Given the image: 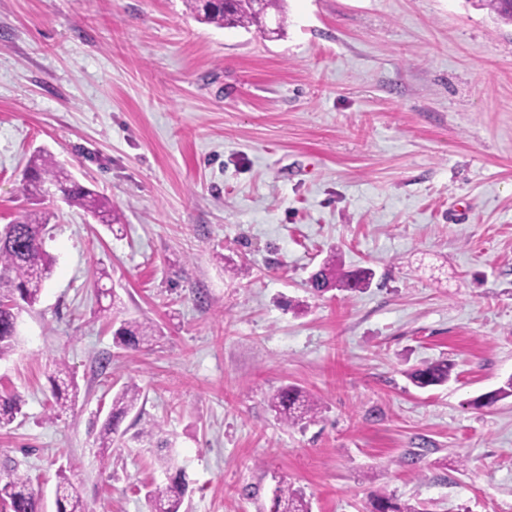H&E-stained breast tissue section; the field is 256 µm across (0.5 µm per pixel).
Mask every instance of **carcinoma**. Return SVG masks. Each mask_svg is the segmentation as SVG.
Masks as SVG:
<instances>
[{
  "mask_svg": "<svg viewBox=\"0 0 512 512\" xmlns=\"http://www.w3.org/2000/svg\"><path fill=\"white\" fill-rule=\"evenodd\" d=\"M186 7L195 18L218 28H249L261 26L268 11H281L284 0H185ZM490 9L505 23L512 22V0H487ZM55 188L63 192L70 205L83 208L112 225V213L107 204L92 190L73 179L51 155L40 151L35 154L25 169L21 190L31 196L42 188ZM48 218L41 212H26L14 223L0 228V360L10 355L15 348L18 310L31 308L41 297L45 283L53 271L54 259L45 248ZM372 272L356 270L340 272L336 260L325 261L312 278L313 290L324 292L330 288L356 292L370 284ZM154 335V325L147 319H124L113 331V343L132 351L149 343ZM452 364L443 360L411 371L408 377L418 388L441 386L451 378ZM54 404L51 416L60 418L75 406L78 388L67 365L59 362L56 376L51 379ZM141 388L135 383H126L112 397V406L100 432L102 448L114 442L120 422L138 404ZM512 397V376L503 386L478 399L477 404L487 406ZM271 409L289 425L307 424L316 421L320 403L311 394L294 385L278 390L270 400ZM21 409L17 396H0V426L11 423ZM56 512H86L82 501L75 495L68 482L65 470L57 474ZM181 471H176L164 486L147 492L150 512H181L184 503ZM0 499L9 502L11 512H41L38 493L31 487L28 478L14 473L0 482ZM366 512H422L421 505L400 503L386 494L371 496L365 506ZM272 512H311L304 494L283 484L275 490L270 507Z\"/></svg>",
  "mask_w": 512,
  "mask_h": 512,
  "instance_id": "obj_1",
  "label": "carcinoma"
}]
</instances>
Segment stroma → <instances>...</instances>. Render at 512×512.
<instances>
[{"instance_id": "35a3bbf8", "label": "stroma", "mask_w": 512, "mask_h": 512, "mask_svg": "<svg viewBox=\"0 0 512 512\" xmlns=\"http://www.w3.org/2000/svg\"><path fill=\"white\" fill-rule=\"evenodd\" d=\"M51 154L116 218L21 191ZM49 213L40 301L0 360V473L56 512H148L166 444L186 512H512V24L481 0H286L263 27L183 0H0V226ZM369 288L314 293L327 258ZM156 339L117 347L99 287ZM64 359L80 389L49 417ZM452 363L448 384L408 372ZM142 389L112 448V395ZM296 385L321 406L291 427ZM271 409L288 425L315 422L320 413V403L311 394L294 385L278 390L270 400ZM57 478L56 512H86L82 501L71 490L66 471L61 469ZM270 512H311V510L304 494L286 483L275 490ZM368 512H422L420 504L400 503L393 496L386 494L372 495L365 506Z\"/></svg>"}]
</instances>
